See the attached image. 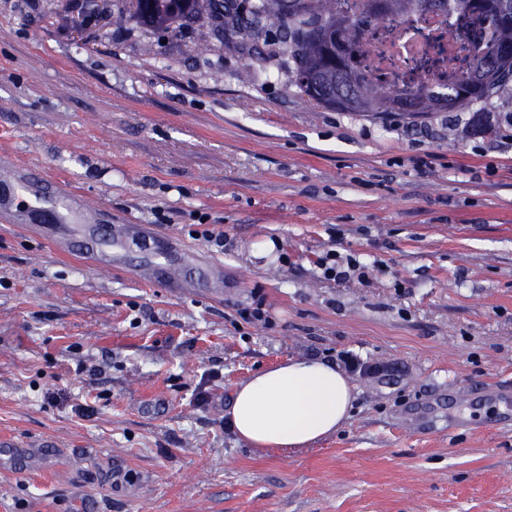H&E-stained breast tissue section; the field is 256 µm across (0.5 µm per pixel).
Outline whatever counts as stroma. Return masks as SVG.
Masks as SVG:
<instances>
[{
  "label": "stroma",
  "instance_id": "35a3bbf8",
  "mask_svg": "<svg viewBox=\"0 0 512 512\" xmlns=\"http://www.w3.org/2000/svg\"><path fill=\"white\" fill-rule=\"evenodd\" d=\"M73 11L0 0V153L201 250L224 293L142 283L136 252L102 276L0 223V439L37 446L0 512H512V81L371 117L302 96L276 42L256 65L126 0L86 42ZM331 250L367 279H324ZM259 298L270 323L244 322ZM348 353L377 371L338 432L260 451L229 428L251 374Z\"/></svg>",
  "mask_w": 512,
  "mask_h": 512
}]
</instances>
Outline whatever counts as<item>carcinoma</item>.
<instances>
[{"label":"carcinoma","instance_id":"cac0c4a2","mask_svg":"<svg viewBox=\"0 0 512 512\" xmlns=\"http://www.w3.org/2000/svg\"><path fill=\"white\" fill-rule=\"evenodd\" d=\"M139 17L166 31L179 21L208 19L216 33L244 32L251 39L249 59L262 62L259 41L277 40L295 64L296 86L309 99L339 111L413 115L468 107L512 79V0H364L354 15L347 0H138ZM431 9L453 16L476 15L484 25L485 48L470 62L467 79L451 80L436 71L404 89L389 87L356 67L358 56L374 47L360 41L370 20L417 17ZM358 77L346 84L341 74Z\"/></svg>","mask_w":512,"mask_h":512}]
</instances>
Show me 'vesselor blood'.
I'll list each match as a JSON object with an SVG mask.
<instances>
[{
	"instance_id": "obj_1",
	"label": "vessel or blood",
	"mask_w": 512,
	"mask_h": 512,
	"mask_svg": "<svg viewBox=\"0 0 512 512\" xmlns=\"http://www.w3.org/2000/svg\"><path fill=\"white\" fill-rule=\"evenodd\" d=\"M0 220L45 239L62 256L88 258L94 270L121 267L133 245L152 246L155 261L136 270L150 283L221 295L224 267L201 251L157 240L139 224H116L105 209L61 183L0 154Z\"/></svg>"
}]
</instances>
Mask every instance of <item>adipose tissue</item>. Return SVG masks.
Instances as JSON below:
<instances>
[{
  "mask_svg": "<svg viewBox=\"0 0 512 512\" xmlns=\"http://www.w3.org/2000/svg\"><path fill=\"white\" fill-rule=\"evenodd\" d=\"M355 399L347 375L320 357L289 359L236 388L228 421L252 448H306L336 433Z\"/></svg>",
  "mask_w": 512,
  "mask_h": 512,
  "instance_id": "ef3b65f1",
  "label": "adipose tissue"
}]
</instances>
